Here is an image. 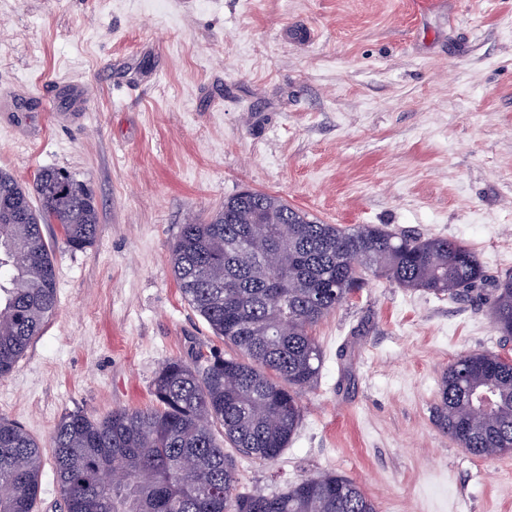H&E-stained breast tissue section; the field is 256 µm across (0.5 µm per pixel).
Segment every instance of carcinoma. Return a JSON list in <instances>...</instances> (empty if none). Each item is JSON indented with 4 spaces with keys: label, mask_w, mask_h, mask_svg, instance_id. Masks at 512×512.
<instances>
[{
    "label": "carcinoma",
    "mask_w": 512,
    "mask_h": 512,
    "mask_svg": "<svg viewBox=\"0 0 512 512\" xmlns=\"http://www.w3.org/2000/svg\"><path fill=\"white\" fill-rule=\"evenodd\" d=\"M45 224L59 225L73 249L91 246L100 217L87 185L45 168L27 188L0 169V378L56 309ZM170 262L183 298L235 354L212 355L201 367L164 362L148 407L100 419L63 416L50 448L65 512H377L354 480L333 472L271 495L239 493L224 445L262 461L282 454L323 363L312 330L370 275L464 301L487 281L476 252L455 239L397 234L384 225L324 224L254 190L225 200L205 223L181 225ZM493 288L491 320L511 340L512 274ZM487 385L498 405L478 416L471 394ZM433 419L472 456L512 448V359L470 352L450 363ZM42 462L40 442L0 416V512H36Z\"/></svg>",
    "instance_id": "1"
}]
</instances>
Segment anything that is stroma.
<instances>
[{
  "mask_svg": "<svg viewBox=\"0 0 512 512\" xmlns=\"http://www.w3.org/2000/svg\"><path fill=\"white\" fill-rule=\"evenodd\" d=\"M44 168L100 213L83 250L45 225L57 310L0 379V414L46 447L65 414L149 405L164 361L229 353L169 247L242 190L512 271V0H0V169ZM313 334L302 422L275 462L238 457L240 492L335 472L377 512H512V452L432 420L450 362L512 358L486 304L372 277Z\"/></svg>",
  "mask_w": 512,
  "mask_h": 512,
  "instance_id": "obj_1",
  "label": "stroma"
}]
</instances>
